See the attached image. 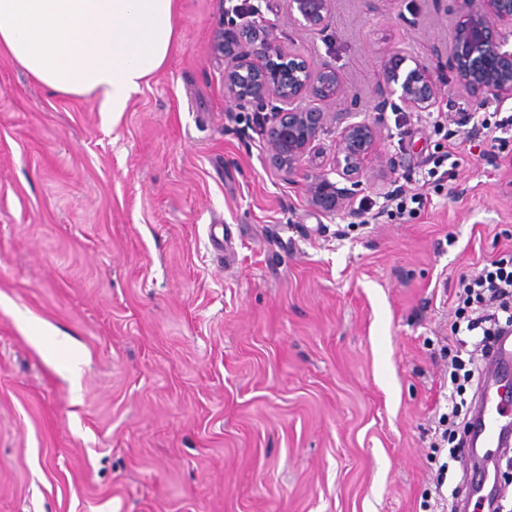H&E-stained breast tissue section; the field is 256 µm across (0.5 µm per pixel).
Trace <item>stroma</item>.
<instances>
[{"instance_id": "35a3bbf8", "label": "stroma", "mask_w": 512, "mask_h": 512, "mask_svg": "<svg viewBox=\"0 0 512 512\" xmlns=\"http://www.w3.org/2000/svg\"><path fill=\"white\" fill-rule=\"evenodd\" d=\"M239 0H181L180 39L119 116L0 53V512H437L461 273L512 252V141L476 138L414 215L386 206L448 152V125L383 105L401 49L436 111L475 105L448 53L454 0H335L281 40L379 118L345 209L274 168L268 109L210 52Z\"/></svg>"}]
</instances>
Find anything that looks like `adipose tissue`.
Masks as SVG:
<instances>
[{
  "label": "adipose tissue",
  "mask_w": 512,
  "mask_h": 512,
  "mask_svg": "<svg viewBox=\"0 0 512 512\" xmlns=\"http://www.w3.org/2000/svg\"><path fill=\"white\" fill-rule=\"evenodd\" d=\"M179 0H0V50L61 96L124 112L178 39Z\"/></svg>",
  "instance_id": "ef3b65f1"
}]
</instances>
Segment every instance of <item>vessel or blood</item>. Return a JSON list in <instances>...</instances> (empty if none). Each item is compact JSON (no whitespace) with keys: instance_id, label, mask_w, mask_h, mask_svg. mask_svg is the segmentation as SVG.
Here are the masks:
<instances>
[{"instance_id":"vessel-or-blood-1","label":"vessel or blood","mask_w":512,"mask_h":512,"mask_svg":"<svg viewBox=\"0 0 512 512\" xmlns=\"http://www.w3.org/2000/svg\"><path fill=\"white\" fill-rule=\"evenodd\" d=\"M512 383V336L502 337L489 361L476 406L477 415L465 459L474 458L482 448L512 446V399L505 390Z\"/></svg>"}]
</instances>
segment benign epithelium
Returning a JSON list of instances; mask_svg holds the SVG:
<instances>
[{"mask_svg":"<svg viewBox=\"0 0 512 512\" xmlns=\"http://www.w3.org/2000/svg\"><path fill=\"white\" fill-rule=\"evenodd\" d=\"M452 62L456 79L471 99L512 97V0H457ZM334 0H285L288 20L302 32L324 30ZM211 53L224 59V92L238 105L279 103L263 127L270 163L293 174L320 154L321 136L338 128L333 172L357 184L364 176L378 138V121L351 120L347 111L326 112L315 101H334L344 93L341 74L327 64L314 66L298 51L284 45L265 20L254 30L234 36L222 30ZM382 93L396 98L408 112H428L438 100L437 85L420 60L400 51L386 55L379 72ZM310 203L327 213L347 206L336 183L316 167L309 178Z\"/></svg>","mask_w":512,"mask_h":512,"instance_id":"benign-epithelium-1","label":"benign epithelium"}]
</instances>
